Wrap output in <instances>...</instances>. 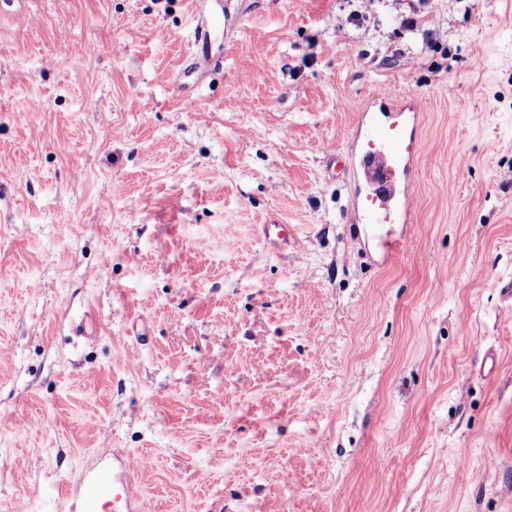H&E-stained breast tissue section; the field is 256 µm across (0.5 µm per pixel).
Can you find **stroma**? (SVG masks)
<instances>
[{"label": "stroma", "mask_w": 512, "mask_h": 512, "mask_svg": "<svg viewBox=\"0 0 512 512\" xmlns=\"http://www.w3.org/2000/svg\"><path fill=\"white\" fill-rule=\"evenodd\" d=\"M357 8L0 0V512H512V0ZM377 89L393 260L328 159ZM419 112L413 99L372 93L357 121L360 146L344 160L359 234L385 258L401 253L404 246V240L391 237L386 224H408L411 219ZM69 487L83 488L88 500L102 503L101 511H106L105 506L110 503L109 498L112 495L113 512H141L140 509L133 507L137 503L139 495L136 490V483L129 471L119 482V486L112 481V489L105 483L89 482L83 472L69 480ZM118 501L125 503V509H120Z\"/></svg>", "instance_id": "1"}]
</instances>
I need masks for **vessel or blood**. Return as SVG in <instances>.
I'll use <instances>...</instances> for the list:
<instances>
[{"label": "vessel or blood", "instance_id": "b4317fda", "mask_svg": "<svg viewBox=\"0 0 512 512\" xmlns=\"http://www.w3.org/2000/svg\"><path fill=\"white\" fill-rule=\"evenodd\" d=\"M420 107L414 100L374 92L358 117L361 145L344 161L350 174V207L357 215L358 231L384 257L403 250L404 242L392 238L390 225L409 223L413 208L415 131ZM70 487L83 488L88 500L96 503L121 501L124 512H139V495L132 475L119 485L89 482L77 474Z\"/></svg>", "mask_w": 512, "mask_h": 512}]
</instances>
